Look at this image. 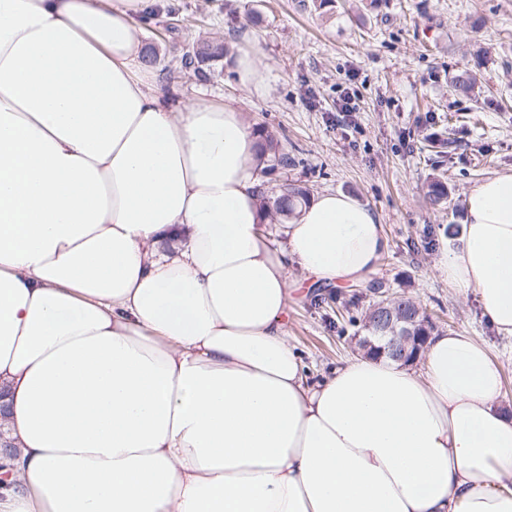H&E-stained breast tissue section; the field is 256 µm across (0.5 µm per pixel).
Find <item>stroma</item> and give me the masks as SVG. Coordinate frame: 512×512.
Segmentation results:
<instances>
[{"label": "stroma", "mask_w": 512, "mask_h": 512, "mask_svg": "<svg viewBox=\"0 0 512 512\" xmlns=\"http://www.w3.org/2000/svg\"><path fill=\"white\" fill-rule=\"evenodd\" d=\"M144 29L158 49L164 102L230 101L276 136L291 163L259 172L268 195L289 185L311 198L344 192L384 226L389 250L369 284L315 287L290 265L288 341L309 375L360 354L362 329L348 319L364 314L376 287L416 302L438 331L483 341L512 402V337L433 269L441 239L459 234L466 191L512 171V0H325L316 9L299 0H161ZM201 39L227 48L202 76L180 66L184 47ZM246 44L268 71L260 94L238 81L234 59ZM463 69L476 76V95L452 88ZM346 98L352 111L340 109ZM435 178L448 188L441 208L425 197Z\"/></svg>", "instance_id": "35a3bbf8"}]
</instances>
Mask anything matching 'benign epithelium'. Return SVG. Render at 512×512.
<instances>
[{"label": "benign epithelium", "mask_w": 512, "mask_h": 512, "mask_svg": "<svg viewBox=\"0 0 512 512\" xmlns=\"http://www.w3.org/2000/svg\"><path fill=\"white\" fill-rule=\"evenodd\" d=\"M419 314V308L399 309L391 298L381 294L372 306V321L366 328L387 335L394 354L404 356L411 351L418 354L428 339L427 322H417Z\"/></svg>", "instance_id": "7a95c632"}]
</instances>
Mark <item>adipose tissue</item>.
Masks as SVG:
<instances>
[{"mask_svg":"<svg viewBox=\"0 0 512 512\" xmlns=\"http://www.w3.org/2000/svg\"><path fill=\"white\" fill-rule=\"evenodd\" d=\"M156 0H0V512H512L502 372L464 332L308 378L289 263L369 280L389 240L324 193L264 234V141L166 108ZM440 278L512 337V172L464 198Z\"/></svg>","mask_w":512,"mask_h":512,"instance_id":"obj_1","label":"adipose tissue"}]
</instances>
